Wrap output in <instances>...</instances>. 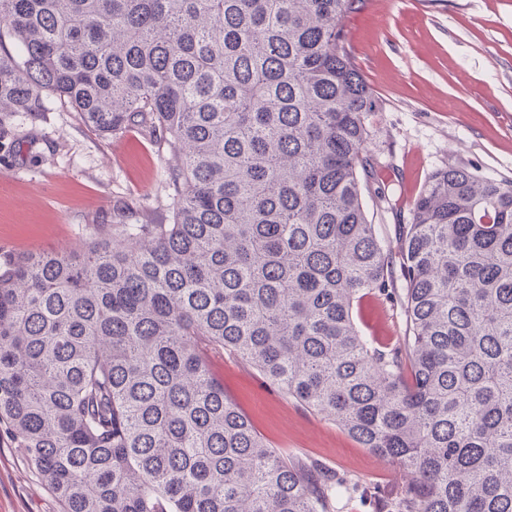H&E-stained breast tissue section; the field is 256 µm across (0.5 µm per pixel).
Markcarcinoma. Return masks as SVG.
<instances>
[{
  "label": "carcinoma",
  "mask_w": 512,
  "mask_h": 512,
  "mask_svg": "<svg viewBox=\"0 0 512 512\" xmlns=\"http://www.w3.org/2000/svg\"><path fill=\"white\" fill-rule=\"evenodd\" d=\"M357 2L0 0V122L50 95L176 160L170 223L0 263V430L61 512H332L224 351L398 466L388 512H512V179L440 168L380 236ZM377 293L389 342L356 319Z\"/></svg>",
  "instance_id": "obj_1"
}]
</instances>
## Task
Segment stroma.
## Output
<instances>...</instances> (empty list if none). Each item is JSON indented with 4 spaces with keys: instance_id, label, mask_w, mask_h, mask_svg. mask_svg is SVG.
<instances>
[{
    "instance_id": "obj_1",
    "label": "stroma",
    "mask_w": 512,
    "mask_h": 512,
    "mask_svg": "<svg viewBox=\"0 0 512 512\" xmlns=\"http://www.w3.org/2000/svg\"><path fill=\"white\" fill-rule=\"evenodd\" d=\"M345 33L377 104L367 150L387 197L367 207L385 236L410 223V204L437 169L512 179V0H361ZM1 127L0 255L76 246L92 224L168 222L174 159L147 128L103 136L53 97ZM359 324L385 337L404 329L382 296L365 300ZM211 367L270 447L338 480L334 512H383L401 492L398 467L235 355L214 356ZM0 512H60L5 437Z\"/></svg>"
}]
</instances>
